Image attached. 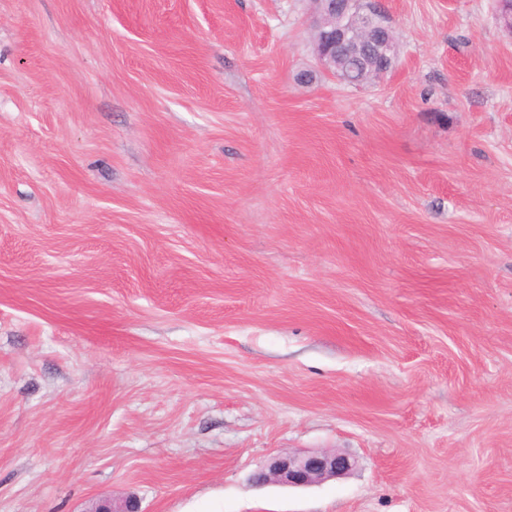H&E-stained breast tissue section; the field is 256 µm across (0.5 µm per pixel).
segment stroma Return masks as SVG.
Instances as JSON below:
<instances>
[{
    "label": "stroma",
    "mask_w": 512,
    "mask_h": 512,
    "mask_svg": "<svg viewBox=\"0 0 512 512\" xmlns=\"http://www.w3.org/2000/svg\"><path fill=\"white\" fill-rule=\"evenodd\" d=\"M381 5L0 0V512H512V30ZM314 27L320 35L313 41L321 67L336 73V58L347 47L375 57L383 75L395 65L398 45L395 31L381 10L360 0H313ZM339 74L349 84L357 85L368 81L364 61L358 56H347L341 63ZM354 461L336 452L277 455L250 478L252 484H274L302 488L345 475L353 469ZM138 501L133 496L116 499H102L95 503L90 512H139Z\"/></svg>",
    "instance_id": "1"
}]
</instances>
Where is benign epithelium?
Returning <instances> with one entry per match:
<instances>
[{
  "instance_id": "benign-epithelium-1",
  "label": "benign epithelium",
  "mask_w": 512,
  "mask_h": 512,
  "mask_svg": "<svg viewBox=\"0 0 512 512\" xmlns=\"http://www.w3.org/2000/svg\"><path fill=\"white\" fill-rule=\"evenodd\" d=\"M314 28L320 35L313 41L314 54L321 67L336 74V58L347 47L375 57L382 73L395 65L398 45L395 31L381 10L362 0H313ZM350 457L336 452L277 455L250 478L252 484H274L302 488L345 475L353 469ZM90 512H139L133 496L102 499Z\"/></svg>"
}]
</instances>
